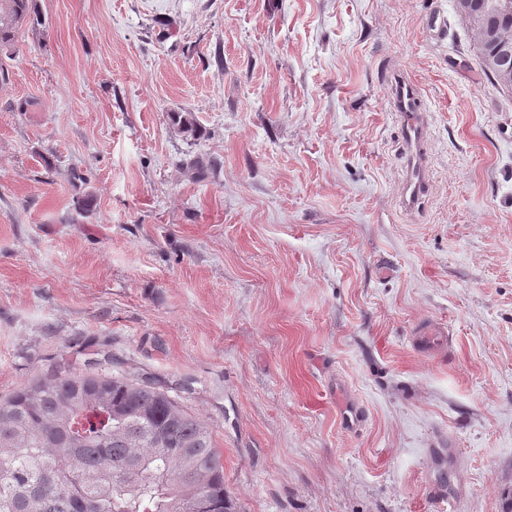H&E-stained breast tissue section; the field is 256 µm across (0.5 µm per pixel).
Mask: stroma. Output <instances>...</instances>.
I'll list each match as a JSON object with an SVG mask.
<instances>
[{
    "label": "stroma",
    "instance_id": "35a3bbf8",
    "mask_svg": "<svg viewBox=\"0 0 512 512\" xmlns=\"http://www.w3.org/2000/svg\"><path fill=\"white\" fill-rule=\"evenodd\" d=\"M34 2L0 49V397L100 353L208 423L239 512H501L512 90L456 0ZM391 71L429 114L410 213Z\"/></svg>",
    "mask_w": 512,
    "mask_h": 512
}]
</instances>
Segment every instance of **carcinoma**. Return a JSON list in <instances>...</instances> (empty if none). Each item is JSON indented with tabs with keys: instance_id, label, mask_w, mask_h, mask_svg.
Listing matches in <instances>:
<instances>
[{
	"instance_id": "cac0c4a2",
	"label": "carcinoma",
	"mask_w": 512,
	"mask_h": 512,
	"mask_svg": "<svg viewBox=\"0 0 512 512\" xmlns=\"http://www.w3.org/2000/svg\"><path fill=\"white\" fill-rule=\"evenodd\" d=\"M512 29V0H457ZM42 25L33 0H0V48ZM498 81L512 53L478 39ZM0 512H238L205 421L126 376L52 368L0 400Z\"/></svg>"
}]
</instances>
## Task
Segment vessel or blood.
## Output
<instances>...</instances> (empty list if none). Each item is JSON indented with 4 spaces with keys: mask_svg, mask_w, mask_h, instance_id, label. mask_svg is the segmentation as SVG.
Returning a JSON list of instances; mask_svg holds the SVG:
<instances>
[{
    "mask_svg": "<svg viewBox=\"0 0 512 512\" xmlns=\"http://www.w3.org/2000/svg\"><path fill=\"white\" fill-rule=\"evenodd\" d=\"M392 85L393 107L399 114L406 146L400 204L411 212L426 196L430 185L426 110L413 80L400 75L394 78Z\"/></svg>",
    "mask_w": 512,
    "mask_h": 512,
    "instance_id": "obj_1",
    "label": "vessel or blood"
}]
</instances>
